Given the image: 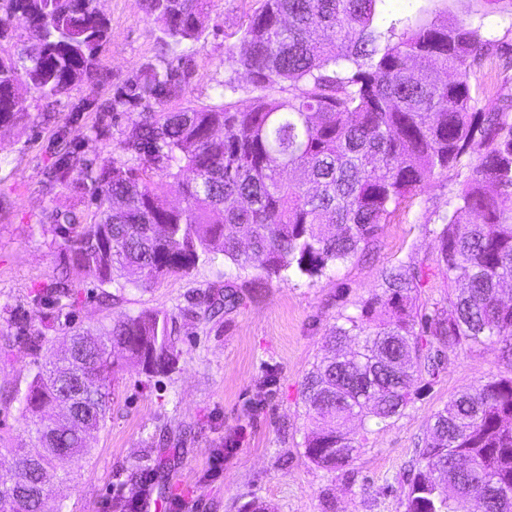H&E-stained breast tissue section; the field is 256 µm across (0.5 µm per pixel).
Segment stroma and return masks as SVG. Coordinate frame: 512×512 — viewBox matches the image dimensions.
Instances as JSON below:
<instances>
[{
	"label": "stroma",
	"instance_id": "stroma-1",
	"mask_svg": "<svg viewBox=\"0 0 512 512\" xmlns=\"http://www.w3.org/2000/svg\"><path fill=\"white\" fill-rule=\"evenodd\" d=\"M260 5L261 0H212L202 19L206 40L193 57L186 101L215 103L217 86L229 82L235 87L231 101L250 104L252 87L227 48ZM98 7L111 28L101 55L108 80L83 82L50 106L32 102L24 121L0 132V199L7 202L0 210V333H9L12 312L30 308L57 272L64 238L52 213L71 210L88 217L94 211L89 193L59 189L49 195L42 190L43 172L57 152L56 131L67 129L69 140L99 161L111 162V140L87 136L93 112L75 121L71 109L110 97L142 64L161 57L157 27L139 0H100ZM460 183L453 170L435 176L383 224L373 249L315 283H272L220 320L181 317L196 292L232 275L220 257L190 275L127 289L117 302L85 281L73 305L63 311L64 325L85 328L164 310L180 330V360L166 377L150 379L133 368L117 373L106 422L89 438L90 454L66 461L70 481L50 475L47 512H104L103 503L149 472L167 479L164 489L149 492L165 510L179 496L195 512H244L254 500L270 503L274 512H404L401 481L417 444L428 436L430 416L455 393L492 376H512V363L502 359L497 346L474 347L437 379L420 384L413 403L391 426L373 425L365 431L358 421L345 423V432L364 441L350 464L351 480L329 474L305 457L304 444L314 427L302 384L324 354V336L338 312L354 310L377 290L383 268L409 261L423 265L426 276L415 292L422 307L451 290L436 264L432 231ZM62 348L58 342L36 352L24 337L11 336L0 354V392L25 389L38 367ZM270 372L277 386L268 399L264 379ZM233 436L239 439L236 448L225 450V440Z\"/></svg>",
	"mask_w": 512,
	"mask_h": 512
}]
</instances>
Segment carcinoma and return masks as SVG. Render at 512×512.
Wrapping results in <instances>:
<instances>
[{"label":"carcinoma","mask_w":512,"mask_h":512,"mask_svg":"<svg viewBox=\"0 0 512 512\" xmlns=\"http://www.w3.org/2000/svg\"><path fill=\"white\" fill-rule=\"evenodd\" d=\"M210 2L141 0L171 58L73 108L94 111L91 139L126 117L111 163L57 131L64 147L43 190L73 185L78 170L96 211L87 223L75 211L51 215L64 230L60 270L13 324L40 351L84 279L112 286L118 301L130 285L187 276L218 255L239 275L260 269L253 288L320 278L373 246L401 202L435 175L465 167L434 231L438 265L460 291L422 312L411 296L422 267L383 269L377 292L338 312L328 355L305 378L317 431L304 456L343 475L362 448L344 422L390 425L413 402L417 381L435 380L467 346L499 344L512 361V302L501 297L512 284V92L484 104L476 77L482 61L512 53V44L482 15L453 18L447 0L389 21L378 18L380 0H262L239 37L250 105L225 100L221 89L212 105L169 109L192 78ZM0 9L17 20V41L35 47L0 51L2 131L28 115L15 84L49 101L98 75L110 28L96 0H0ZM171 190L181 205L168 202ZM245 299L229 280L203 292L186 317L229 314ZM175 332L164 311L63 332L79 348L38 367L23 394L6 395L34 422L39 451L16 448L13 468L0 471V512H41L48 471L65 462L57 449L90 453L86 435L104 425L122 365L171 374ZM430 430L403 490L405 512H470L474 483L485 487L482 512H512V376L453 396Z\"/></svg>","instance_id":"1"}]
</instances>
